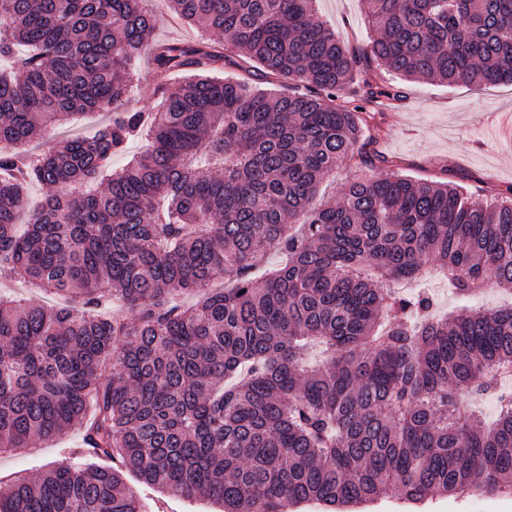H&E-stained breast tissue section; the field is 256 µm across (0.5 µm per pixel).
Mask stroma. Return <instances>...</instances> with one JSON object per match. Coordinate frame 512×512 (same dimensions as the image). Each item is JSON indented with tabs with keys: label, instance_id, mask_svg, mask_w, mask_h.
Instances as JSON below:
<instances>
[{
	"label": "stroma",
	"instance_id": "obj_1",
	"mask_svg": "<svg viewBox=\"0 0 512 512\" xmlns=\"http://www.w3.org/2000/svg\"><path fill=\"white\" fill-rule=\"evenodd\" d=\"M318 17L332 28L354 55H362L374 33L364 21L362 0H316ZM374 85L399 90L398 99L374 104L385 134L373 149L392 163L395 172L418 180L445 181L482 195H512V136H485L492 113L512 114V84L477 88L465 84L439 85L402 80L379 67L363 74ZM178 77L155 73L146 58H139L129 109L146 110L163 95L176 91ZM83 445V433L73 429L50 443L0 454V491L17 473L35 476L68 461V451ZM146 512H217L215 504L160 493L126 474ZM356 512H512V494L476 496L438 495L424 503L404 501L398 492L357 506Z\"/></svg>",
	"mask_w": 512,
	"mask_h": 512
}]
</instances>
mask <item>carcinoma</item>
<instances>
[{
  "mask_svg": "<svg viewBox=\"0 0 512 512\" xmlns=\"http://www.w3.org/2000/svg\"><path fill=\"white\" fill-rule=\"evenodd\" d=\"M167 2L209 38L151 44L148 0H0V143L15 147L0 152V275L79 301L0 298V452L77 427L92 448L17 477L0 512H144L125 471L222 512L512 493V303L437 317L431 292L390 287L436 271L463 296L512 294V198L385 171L353 105L396 96L359 84L363 60L512 83V0H365L379 36L361 59L316 0ZM147 50L183 84L124 110ZM239 52L288 88L210 74ZM100 110L89 137L17 150ZM356 149L376 176L315 204ZM34 184L46 196L20 233ZM269 251L286 261L259 275ZM481 395L491 425L469 405Z\"/></svg>",
  "mask_w": 512,
  "mask_h": 512,
  "instance_id": "carcinoma-1",
  "label": "carcinoma"
}]
</instances>
